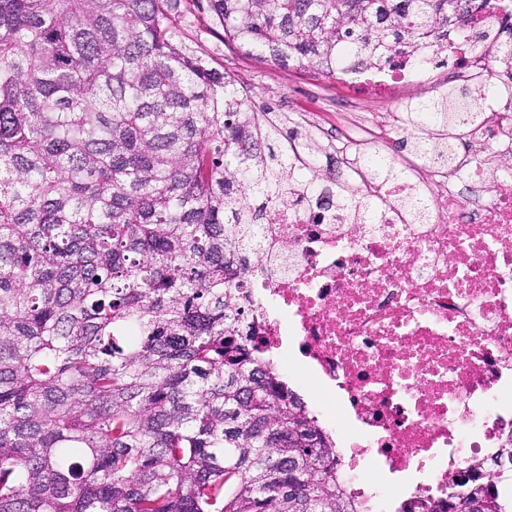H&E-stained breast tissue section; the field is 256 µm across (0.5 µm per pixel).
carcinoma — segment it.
I'll use <instances>...</instances> for the list:
<instances>
[{
	"mask_svg": "<svg viewBox=\"0 0 512 512\" xmlns=\"http://www.w3.org/2000/svg\"><path fill=\"white\" fill-rule=\"evenodd\" d=\"M210 2L248 52L328 76L427 62L479 0ZM180 5L0 0V512H362L244 295L265 205L323 178L183 51ZM478 113L415 103V154ZM510 451L432 512H512Z\"/></svg>",
	"mask_w": 512,
	"mask_h": 512,
	"instance_id": "1",
	"label": "carcinoma"
}]
</instances>
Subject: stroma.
<instances>
[{
	"label": "stroma",
	"mask_w": 512,
	"mask_h": 512,
	"mask_svg": "<svg viewBox=\"0 0 512 512\" xmlns=\"http://www.w3.org/2000/svg\"><path fill=\"white\" fill-rule=\"evenodd\" d=\"M179 42L188 54L227 74L240 96L264 102L274 121L289 117L290 128L315 133L321 146L318 167L335 161L337 153L352 146L362 128L372 138L396 136L403 107L397 103L368 104L357 100L345 83L297 66L281 68L247 54L228 41L209 0H182L176 19Z\"/></svg>",
	"instance_id": "35a3bbf8"
}]
</instances>
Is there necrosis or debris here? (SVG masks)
<instances>
[{
	"label": "necrosis or debris",
	"instance_id": "necrosis-or-debris-1",
	"mask_svg": "<svg viewBox=\"0 0 512 512\" xmlns=\"http://www.w3.org/2000/svg\"><path fill=\"white\" fill-rule=\"evenodd\" d=\"M482 30L498 51L481 58ZM440 60L462 86L493 83L502 110L462 128L442 167L407 165L398 183L367 175L371 155L399 160V141L356 142L328 167L335 191L373 194V221L309 195L266 208L248 288L266 354L293 340L312 404L340 436V478L366 512H431L448 477L512 438V0H481ZM433 65L337 71L364 100L404 99L430 86ZM420 189L431 215L400 201Z\"/></svg>",
	"mask_w": 512,
	"mask_h": 512
}]
</instances>
